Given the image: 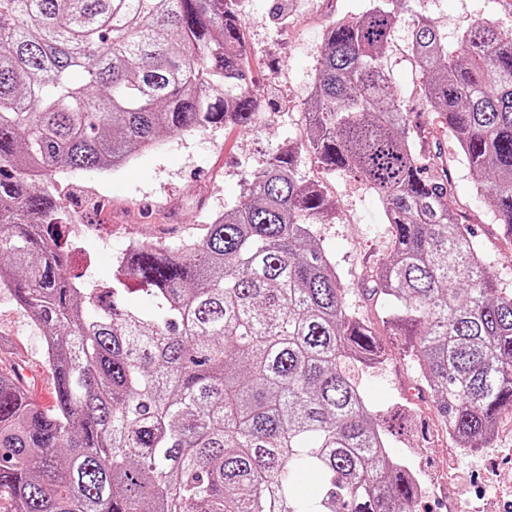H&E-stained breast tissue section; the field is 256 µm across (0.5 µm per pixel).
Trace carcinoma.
I'll list each match as a JSON object with an SVG mask.
<instances>
[{
    "label": "carcinoma",
    "instance_id": "cac0c4a2",
    "mask_svg": "<svg viewBox=\"0 0 512 512\" xmlns=\"http://www.w3.org/2000/svg\"><path fill=\"white\" fill-rule=\"evenodd\" d=\"M236 0H0V288L43 333L54 409L0 364V512H412L421 485L351 375L385 353L312 225L333 215L288 146L246 178L200 241L137 246L110 288L67 270L57 174L116 169L161 131L254 126L258 90ZM389 0L323 33L307 146L382 201L387 260L369 269L436 418L489 448L512 416V292L450 204L444 152L392 94ZM178 35L181 51L171 39ZM421 101L477 176L512 247V32L473 23L453 50L414 20ZM133 278L153 296L126 300ZM317 480L306 494L290 478Z\"/></svg>",
    "mask_w": 512,
    "mask_h": 512
}]
</instances>
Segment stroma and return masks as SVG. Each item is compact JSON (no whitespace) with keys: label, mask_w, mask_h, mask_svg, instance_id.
Returning a JSON list of instances; mask_svg holds the SVG:
<instances>
[{"label":"stroma","mask_w":512,"mask_h":512,"mask_svg":"<svg viewBox=\"0 0 512 512\" xmlns=\"http://www.w3.org/2000/svg\"><path fill=\"white\" fill-rule=\"evenodd\" d=\"M368 5L369 0H237L243 57L261 92L255 126L164 132L153 150L118 171L70 172L63 194L73 221L96 227L77 242L71 268L91 281L112 283L118 245L109 236L116 227L142 243L174 246L202 238L215 215L238 202L246 178L272 152L298 147L299 175L320 182L336 208L335 219H313V230L341 278L346 303L372 323L388 353L383 364L358 365L352 373L370 408L384 413L398 406L407 414L404 434L390 438L389 450L409 458L419 471L422 491L413 512H457L460 503L466 512H512V419L503 420L492 447L474 451L458 448L440 429L419 364L405 356L400 339L384 326L387 305L364 294L369 266L391 251L384 207L354 174L325 173L303 150L308 86L316 74L322 33L336 19L359 16ZM397 6L400 21L384 70L397 97L413 106V119L423 122L427 114L418 107L423 79L410 53L414 18L431 19L443 43L453 48L461 31L477 20L512 28V0H398ZM441 146L448 157L452 204L467 217L499 287L512 290V248L501 238L493 208L477 194L476 177L454 140L442 139ZM0 336L13 341V358L25 370L31 401L41 410L53 409L56 389L43 364L42 335L4 288Z\"/></svg>","instance_id":"stroma-1"}]
</instances>
